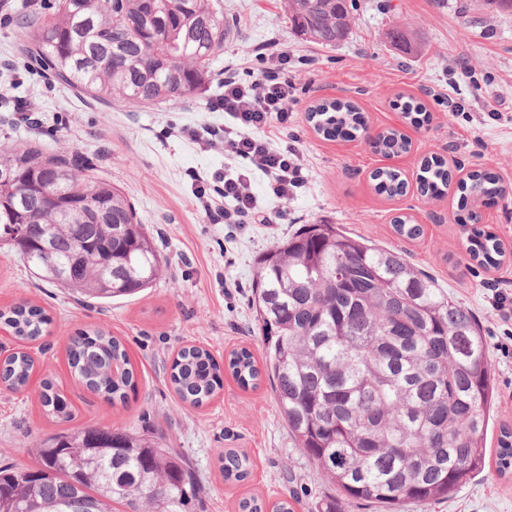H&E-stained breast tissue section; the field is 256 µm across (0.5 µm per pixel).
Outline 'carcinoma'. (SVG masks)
<instances>
[{"label":"carcinoma","mask_w":512,"mask_h":512,"mask_svg":"<svg viewBox=\"0 0 512 512\" xmlns=\"http://www.w3.org/2000/svg\"><path fill=\"white\" fill-rule=\"evenodd\" d=\"M348 0H288V21L306 39L334 46L349 30ZM35 71L97 99L129 105L179 102L210 79L209 64L224 47L218 0H55L44 15L21 21ZM403 118L418 125L423 108L409 99ZM318 134L354 136L367 117L349 99H321L309 110ZM374 151L400 155L412 141L387 128ZM452 173L445 160L423 159L421 195L437 198ZM374 190L400 195V171L373 175ZM469 194L506 192L491 171L470 174ZM81 214V223L70 215ZM396 233L413 240L421 228L406 216ZM51 230L57 259L76 256L79 236L95 247L79 256L81 273L67 282L53 268L34 274L83 298L131 297L162 276L166 260L139 223L134 205L78 152L50 154L38 143L0 152V245L17 255L34 250ZM467 253L495 269L505 250L497 235L475 228ZM263 355L233 349L219 364L200 346L181 348L170 382L183 402L201 408L229 373L243 389L271 384L298 448L347 500L391 512L409 503L450 497L490 462L486 439L494 399L485 336L470 311L402 253L340 230L304 228L257 259L251 294ZM0 322L22 343L39 340L52 319L37 304L0 311ZM71 373L87 389L126 404L136 370L124 342L101 329L66 348ZM35 359L19 349L0 361V386L20 393ZM44 414L62 426L73 418L52 381L42 384ZM29 467L0 466V512H197L200 488L192 468L158 437L83 426L64 428L36 449ZM499 474L512 473V427L499 426ZM227 482L249 476V458L219 451ZM297 498L272 506L255 496L241 512H295Z\"/></svg>","instance_id":"1"}]
</instances>
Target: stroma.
Masks as SVG:
<instances>
[{
	"instance_id": "35a3bbf8",
	"label": "stroma",
	"mask_w": 512,
	"mask_h": 512,
	"mask_svg": "<svg viewBox=\"0 0 512 512\" xmlns=\"http://www.w3.org/2000/svg\"><path fill=\"white\" fill-rule=\"evenodd\" d=\"M226 35L212 63L213 79L178 103L133 107L98 101L51 85L31 71L17 12L31 0H0V150L36 141L49 152H79L95 158L100 174L121 187L138 218L168 262L163 276L138 297L101 304L80 303L36 279L15 253L0 249V309L23 300L49 311L46 335L27 344L36 371L22 393L0 390V461L34 462V448L56 432L40 406L43 379L53 381L74 412L73 427L123 428L161 437L179 451L202 488L201 512H239L257 495L275 501L290 495L297 512L311 508L334 488L300 451L268 385L245 390L232 378L206 407L183 404L168 384L178 351L195 344L216 359L230 350H258L250 305L256 259L305 224H333L387 248L404 249L412 263L434 277L481 325L495 382V423L512 424V315L499 310V293H512V258L483 269L466 252L459 220L462 192L450 186L436 200L414 185L424 157L444 158L456 179L475 170L500 176L506 195L475 202L481 226L512 248V13L486 10L481 0H355L350 31L333 47L297 34L288 21L287 0H220ZM288 54L285 77L294 85L287 129L264 135L295 148L304 183L288 202L264 194L266 178L254 174L252 188L275 219L270 224L228 225L197 208V178L217 185L231 163L222 145L203 147L194 130L223 128L215 103L224 93V73L243 80L264 73L265 45ZM448 93L451 105L435 92ZM414 98L428 115L423 124L403 121L400 96ZM350 98L371 130L391 126L411 139L409 153L374 152L364 134L344 140L318 135L307 109L323 98ZM396 167L409 186L389 199L374 190L376 170ZM410 216L421 227L408 240L393 229L394 217ZM104 328L121 337L138 373L126 406L77 385L65 346L78 330ZM234 448L251 462L247 482L220 475L217 454ZM407 512H512V474L487 468L448 499L411 505Z\"/></svg>"
}]
</instances>
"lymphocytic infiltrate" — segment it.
I'll return each instance as SVG.
<instances>
[{"instance_id": "obj_1", "label": "lymphocytic infiltrate", "mask_w": 512, "mask_h": 512, "mask_svg": "<svg viewBox=\"0 0 512 512\" xmlns=\"http://www.w3.org/2000/svg\"><path fill=\"white\" fill-rule=\"evenodd\" d=\"M294 86L288 79L265 73L244 82L233 76L224 79V93L217 105L229 118L224 130L203 138V145L220 141L230 156L242 159L243 167L224 174V186L218 194L198 188L195 199L206 214L228 224H266L270 217L257 203L251 176H266L265 193L272 200L285 203L303 182L302 165L296 150L275 146L261 137L266 127L287 125L291 114L288 102Z\"/></svg>"}]
</instances>
